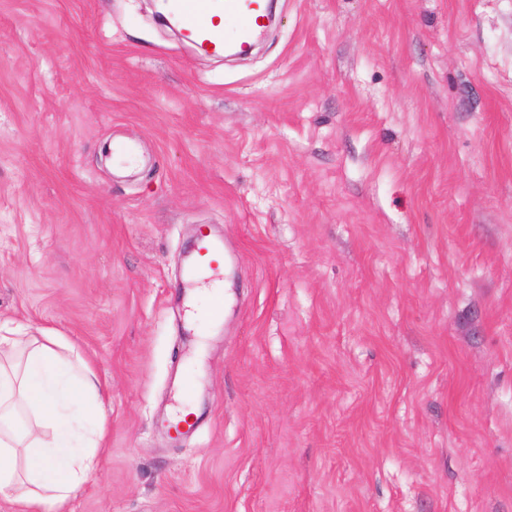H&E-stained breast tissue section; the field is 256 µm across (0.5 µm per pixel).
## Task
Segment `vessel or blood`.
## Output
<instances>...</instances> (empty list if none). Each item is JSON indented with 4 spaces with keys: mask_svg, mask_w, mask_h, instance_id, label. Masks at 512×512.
Segmentation results:
<instances>
[{
    "mask_svg": "<svg viewBox=\"0 0 512 512\" xmlns=\"http://www.w3.org/2000/svg\"><path fill=\"white\" fill-rule=\"evenodd\" d=\"M267 5V0H171L185 39L214 55L251 45L265 27ZM195 253L194 276L217 274L224 259L219 245L203 238Z\"/></svg>",
    "mask_w": 512,
    "mask_h": 512,
    "instance_id": "vessel-or-blood-1",
    "label": "vessel or blood"
}]
</instances>
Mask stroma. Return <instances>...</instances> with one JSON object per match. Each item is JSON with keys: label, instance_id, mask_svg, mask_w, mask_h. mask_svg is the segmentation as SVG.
Returning a JSON list of instances; mask_svg holds the SVG:
<instances>
[{"label": "stroma", "instance_id": "1", "mask_svg": "<svg viewBox=\"0 0 512 512\" xmlns=\"http://www.w3.org/2000/svg\"><path fill=\"white\" fill-rule=\"evenodd\" d=\"M164 12L0 0V335L111 388L69 512H512V0H278L237 61ZM195 253L194 278L208 279L218 273L219 264L224 261V254L219 245L204 236L198 241ZM200 284L197 290L192 294L187 303L186 320L191 325L200 318V316L207 310L208 303L216 289H223L224 282L216 280L212 283H207L203 279H196Z\"/></svg>", "mask_w": 512, "mask_h": 512}]
</instances>
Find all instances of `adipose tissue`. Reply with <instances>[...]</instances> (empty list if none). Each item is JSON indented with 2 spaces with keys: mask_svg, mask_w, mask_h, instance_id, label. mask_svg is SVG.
<instances>
[{
  "mask_svg": "<svg viewBox=\"0 0 512 512\" xmlns=\"http://www.w3.org/2000/svg\"><path fill=\"white\" fill-rule=\"evenodd\" d=\"M59 342L10 338L0 350V492L16 512H65L98 464L108 391Z\"/></svg>",
  "mask_w": 512,
  "mask_h": 512,
  "instance_id": "adipose-tissue-1",
  "label": "adipose tissue"
}]
</instances>
